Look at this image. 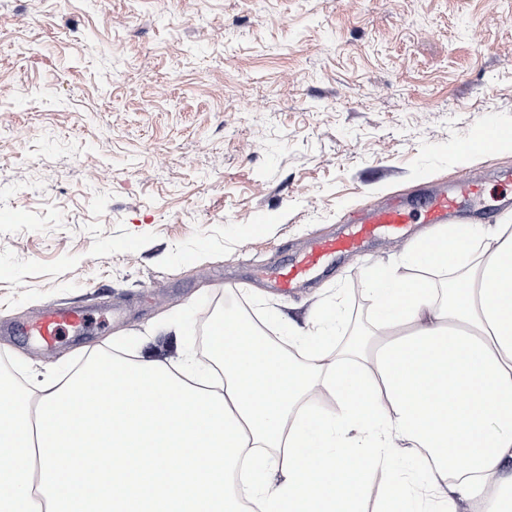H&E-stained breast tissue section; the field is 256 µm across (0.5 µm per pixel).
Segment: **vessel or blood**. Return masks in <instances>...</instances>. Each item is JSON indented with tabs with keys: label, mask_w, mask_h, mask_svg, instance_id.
Wrapping results in <instances>:
<instances>
[{
	"label": "vessel or blood",
	"mask_w": 512,
	"mask_h": 512,
	"mask_svg": "<svg viewBox=\"0 0 512 512\" xmlns=\"http://www.w3.org/2000/svg\"><path fill=\"white\" fill-rule=\"evenodd\" d=\"M479 180L463 178L450 185L434 187L419 198L397 196L372 210L359 214L336 236L310 243L297 257L273 276L275 288L288 291L306 283L315 273L326 268L339 255L362 253L367 244L382 234L403 235L410 224H471L473 212L464 209L468 198L479 195ZM83 314L74 308H48L39 319L26 325L27 333L38 336L46 344L68 330L82 327Z\"/></svg>",
	"instance_id": "1"
}]
</instances>
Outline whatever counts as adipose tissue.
<instances>
[{
	"mask_svg": "<svg viewBox=\"0 0 512 512\" xmlns=\"http://www.w3.org/2000/svg\"><path fill=\"white\" fill-rule=\"evenodd\" d=\"M362 283L382 340L350 357L334 311L294 358L228 314L216 385L188 358L93 357L33 401L0 375V512H364L376 480L375 512H512V224L443 225Z\"/></svg>",
	"mask_w": 512,
	"mask_h": 512,
	"instance_id": "ef3b65f1",
	"label": "adipose tissue"
}]
</instances>
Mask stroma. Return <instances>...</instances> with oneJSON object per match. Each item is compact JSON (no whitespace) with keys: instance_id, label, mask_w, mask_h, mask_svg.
<instances>
[{"instance_id":"35a3bbf8","label":"stroma","mask_w":512,"mask_h":512,"mask_svg":"<svg viewBox=\"0 0 512 512\" xmlns=\"http://www.w3.org/2000/svg\"><path fill=\"white\" fill-rule=\"evenodd\" d=\"M512 0H0V354L28 391L111 350L208 359L225 312L376 338L360 276L424 230L267 276L350 215L465 176L512 199ZM85 312L52 347L44 308ZM504 149H512L511 134H498L495 130H488L482 140L470 145L468 153Z\"/></svg>"}]
</instances>
